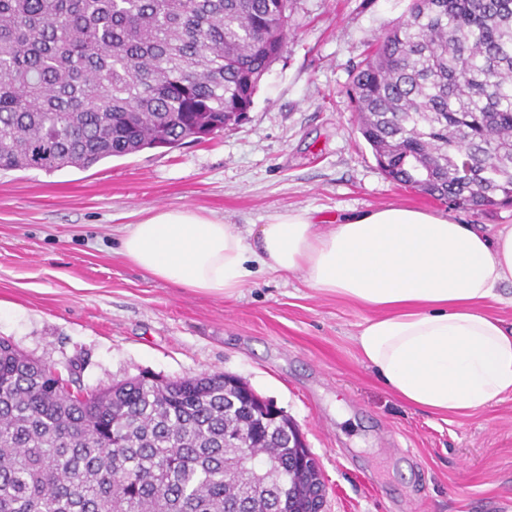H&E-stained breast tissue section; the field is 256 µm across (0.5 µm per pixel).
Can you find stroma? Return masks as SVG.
<instances>
[{"label": "stroma", "instance_id": "35a3bbf8", "mask_svg": "<svg viewBox=\"0 0 512 512\" xmlns=\"http://www.w3.org/2000/svg\"><path fill=\"white\" fill-rule=\"evenodd\" d=\"M409 0H296L288 48L245 118L200 142L86 168L0 171V337L84 389L149 372L227 373L284 410L319 462L323 512H512V394L439 415L397 397L354 338L370 309L255 273L234 298L161 281L120 252L126 225L194 208L250 229L309 211L314 223L386 206L486 233L512 206L454 208L388 179L346 94L368 44Z\"/></svg>", "mask_w": 512, "mask_h": 512}]
</instances>
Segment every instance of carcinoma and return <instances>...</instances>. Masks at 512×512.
<instances>
[{"label":"carcinoma","mask_w":512,"mask_h":512,"mask_svg":"<svg viewBox=\"0 0 512 512\" xmlns=\"http://www.w3.org/2000/svg\"><path fill=\"white\" fill-rule=\"evenodd\" d=\"M292 0H0V170L87 168L248 112ZM392 181L512 204V0H411L352 71ZM0 339V512H321L316 459L225 374L72 388ZM250 432L252 460L224 447Z\"/></svg>","instance_id":"obj_1"}]
</instances>
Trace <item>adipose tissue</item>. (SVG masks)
I'll use <instances>...</instances> for the list:
<instances>
[{"mask_svg": "<svg viewBox=\"0 0 512 512\" xmlns=\"http://www.w3.org/2000/svg\"><path fill=\"white\" fill-rule=\"evenodd\" d=\"M121 252L155 278L227 298L254 270L374 310L354 338L361 361L411 405L477 411L512 393V328L480 310L512 285V225L494 234L436 214L386 207L319 229L288 212L246 236L193 209L126 225Z\"/></svg>", "mask_w": 512, "mask_h": 512, "instance_id": "1", "label": "adipose tissue"}]
</instances>
